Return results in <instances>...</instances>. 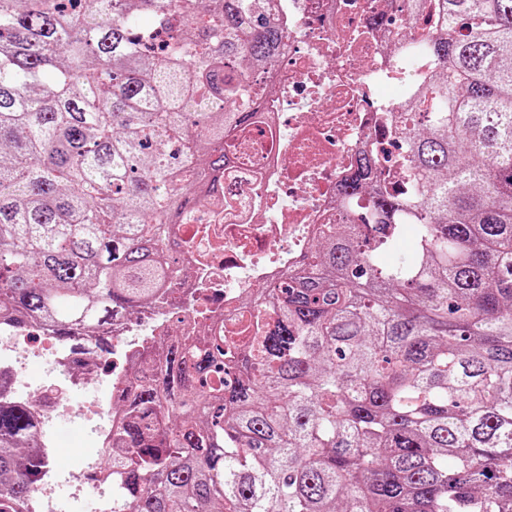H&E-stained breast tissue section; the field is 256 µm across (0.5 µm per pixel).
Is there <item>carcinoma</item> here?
Returning <instances> with one entry per match:
<instances>
[{
  "label": "carcinoma",
  "instance_id": "obj_1",
  "mask_svg": "<svg viewBox=\"0 0 512 512\" xmlns=\"http://www.w3.org/2000/svg\"><path fill=\"white\" fill-rule=\"evenodd\" d=\"M426 9L439 66L387 121L405 187L364 156L341 190L371 215L325 225L246 347L189 336L128 394L112 512H512V0ZM284 38L260 0H0V320L109 353ZM41 427L0 399V512Z\"/></svg>",
  "mask_w": 512,
  "mask_h": 512
}]
</instances>
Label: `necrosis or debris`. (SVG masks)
<instances>
[{
    "label": "necrosis or debris",
    "instance_id": "obj_1",
    "mask_svg": "<svg viewBox=\"0 0 512 512\" xmlns=\"http://www.w3.org/2000/svg\"><path fill=\"white\" fill-rule=\"evenodd\" d=\"M410 0H272L271 19L287 37L273 66L252 85L253 122L226 147L232 193L202 201L176 225L166 259L178 276L159 306L112 326V386L98 359L78 358L51 329L0 323V373L27 379L22 398L38 421L83 427L85 449L71 467L49 464L26 512H83L88 499L111 504L103 457L120 418L119 393L155 376L175 338L197 319L210 330L247 326L252 297L294 270L325 224L347 223L369 193L345 199L343 182L363 154L386 163V117L431 70L423 42L432 28ZM39 377L28 378L34 361ZM89 389L85 402L74 388Z\"/></svg>",
    "mask_w": 512,
    "mask_h": 512
}]
</instances>
